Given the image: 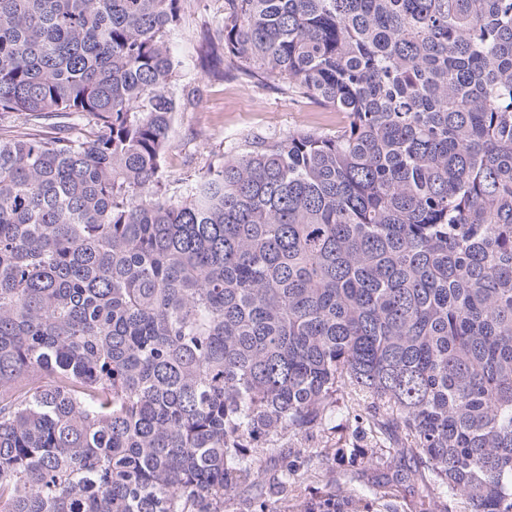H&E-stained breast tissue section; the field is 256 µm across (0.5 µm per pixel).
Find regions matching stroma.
Returning <instances> with one entry per match:
<instances>
[{"mask_svg":"<svg viewBox=\"0 0 512 512\" xmlns=\"http://www.w3.org/2000/svg\"><path fill=\"white\" fill-rule=\"evenodd\" d=\"M204 24L215 32L223 28L224 0H182L181 21L172 35L174 53L182 62L173 92L179 96L197 90L200 103L180 109L173 121L162 180L179 195L186 194L207 168L242 152L253 138L336 127L335 111L321 105L238 80L210 81L193 64L196 32Z\"/></svg>","mask_w":512,"mask_h":512,"instance_id":"1","label":"stroma"}]
</instances>
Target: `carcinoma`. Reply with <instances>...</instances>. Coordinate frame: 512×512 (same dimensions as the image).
<instances>
[{
  "label": "carcinoma",
  "mask_w": 512,
  "mask_h": 512,
  "mask_svg": "<svg viewBox=\"0 0 512 512\" xmlns=\"http://www.w3.org/2000/svg\"><path fill=\"white\" fill-rule=\"evenodd\" d=\"M180 2L0 0V512H512V0H224L197 64L339 119L176 196ZM353 428L344 429L343 431L333 432L331 430H320L316 431L313 434L308 435L307 437H298L292 438L288 440V443L285 444V448H307L312 451L315 448H324L323 445L327 440L339 437L342 435L345 438H349L351 441L355 440L353 435ZM341 483L346 486H351L350 476L345 474L339 468L332 470H320L311 480L302 485V494L309 496L310 493L316 489L323 488L326 484L334 482Z\"/></svg>",
  "instance_id": "cac0c4a2"
}]
</instances>
